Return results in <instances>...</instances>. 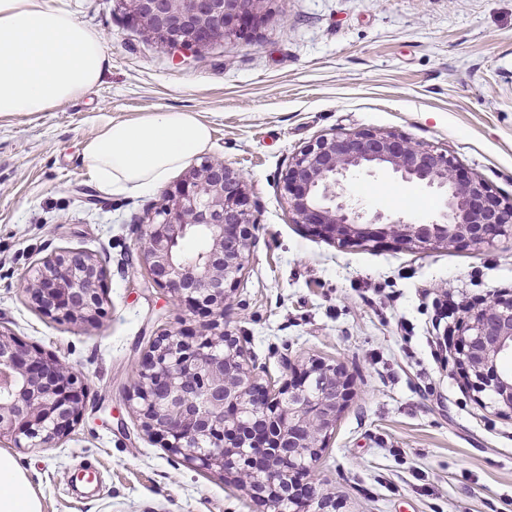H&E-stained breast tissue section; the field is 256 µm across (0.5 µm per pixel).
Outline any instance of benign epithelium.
Returning a JSON list of instances; mask_svg holds the SVG:
<instances>
[{"instance_id":"obj_1","label":"benign epithelium","mask_w":512,"mask_h":512,"mask_svg":"<svg viewBox=\"0 0 512 512\" xmlns=\"http://www.w3.org/2000/svg\"><path fill=\"white\" fill-rule=\"evenodd\" d=\"M131 18L162 42L201 50L227 38L249 39L258 0H124ZM386 169L435 190L442 210L426 224L404 214L368 213L338 192L358 170ZM296 222L342 244L391 238L409 247L490 246L512 234V200L489 194L485 182L463 176L447 154L375 130L321 136L305 146L284 175ZM257 220L242 173L222 161L187 169L163 193L140 227L138 250L155 284L176 305L211 316L201 330L166 329L138 364L128 401L148 435L199 470L222 472L248 488L271 512L280 505L333 500L301 483L311 474L350 395L345 368L313 363L292 371L277 388L260 382L240 339L224 329V309L256 242ZM201 234L193 259L180 241ZM105 270L91 254L44 258L23 288L45 314L74 324L102 314ZM454 361L466 386L512 417V297L467 310L452 337ZM85 388L59 357L30 349L0 330V438L15 447H49L79 420Z\"/></svg>"}]
</instances>
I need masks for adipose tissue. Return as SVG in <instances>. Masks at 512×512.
Wrapping results in <instances>:
<instances>
[{"instance_id":"ef3b65f1","label":"adipose tissue","mask_w":512,"mask_h":512,"mask_svg":"<svg viewBox=\"0 0 512 512\" xmlns=\"http://www.w3.org/2000/svg\"><path fill=\"white\" fill-rule=\"evenodd\" d=\"M107 66L103 35L65 0H0V115L58 109L92 91ZM210 143L211 128L199 115L165 110L108 123L85 145L82 160L100 191L143 195ZM0 512H41L26 475L2 452Z\"/></svg>"}]
</instances>
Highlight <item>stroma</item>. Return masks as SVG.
<instances>
[{"label":"stroma","instance_id":"obj_1","mask_svg":"<svg viewBox=\"0 0 512 512\" xmlns=\"http://www.w3.org/2000/svg\"><path fill=\"white\" fill-rule=\"evenodd\" d=\"M102 32L109 66L53 112L0 116V329L64 360L87 389L52 448L0 440L41 512H264L220 473L186 466L142 428L127 397L160 330L187 311L147 279L140 220L161 193H102L82 163L110 121L186 109L209 122L206 161L242 171L259 224L224 311L263 380L283 358L344 364L353 395L313 480L337 512H512V418L476 399L441 348L473 302L512 295V235L489 247L339 245L297 224L283 176L323 135L392 132L452 157L512 198V0H263L250 41L193 55L128 17L123 0H67ZM345 193L424 222L439 195L386 172ZM104 266L101 318L41 312L23 284L45 256Z\"/></svg>","mask_w":512,"mask_h":512}]
</instances>
